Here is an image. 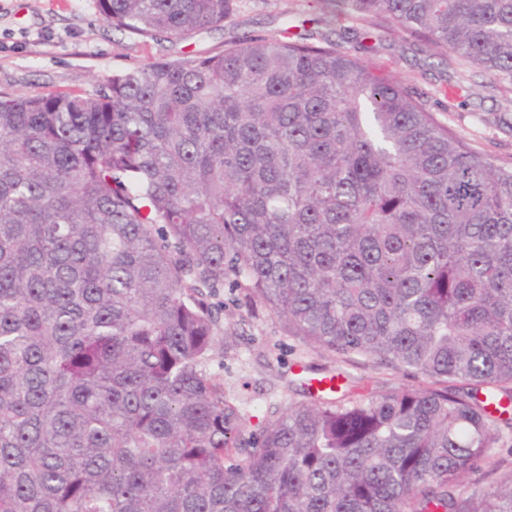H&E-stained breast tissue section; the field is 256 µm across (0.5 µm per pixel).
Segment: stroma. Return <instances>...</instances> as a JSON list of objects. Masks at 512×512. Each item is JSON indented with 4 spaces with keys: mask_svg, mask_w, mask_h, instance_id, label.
Here are the masks:
<instances>
[{
    "mask_svg": "<svg viewBox=\"0 0 512 512\" xmlns=\"http://www.w3.org/2000/svg\"><path fill=\"white\" fill-rule=\"evenodd\" d=\"M307 0H241L220 27H204L186 39L142 38L116 30L101 18L96 0H0V92L25 96L90 93L112 74L160 59L213 55L225 44L275 37L308 29L335 36L338 25L313 23ZM350 54L370 56L405 86L419 93L441 123L473 148L512 160V94L496 89L491 75L472 66L460 70L442 49L397 36L383 39L375 52L360 40ZM240 291L221 290L226 332L209 363L213 374L241 405L249 429L264 426L269 407L294 396L318 369H343L353 393L420 387L421 376L357 360L341 363L290 336L282 321L262 305L240 303Z\"/></svg>",
    "mask_w": 512,
    "mask_h": 512,
    "instance_id": "1",
    "label": "stroma"
}]
</instances>
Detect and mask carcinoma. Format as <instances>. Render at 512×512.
<instances>
[{
  "label": "carcinoma",
  "mask_w": 512,
  "mask_h": 512,
  "mask_svg": "<svg viewBox=\"0 0 512 512\" xmlns=\"http://www.w3.org/2000/svg\"><path fill=\"white\" fill-rule=\"evenodd\" d=\"M512 92V0H313ZM183 39L238 0H97ZM423 387L304 399L259 432L209 372L220 288ZM461 381L467 390L448 389ZM512 163L307 34L0 95V512H512ZM500 426L505 439L504 443L493 451V462L497 466V471L481 482L485 489L495 485L497 479H505L512 474V420L511 428L506 423H500Z\"/></svg>",
  "instance_id": "obj_1"
}]
</instances>
